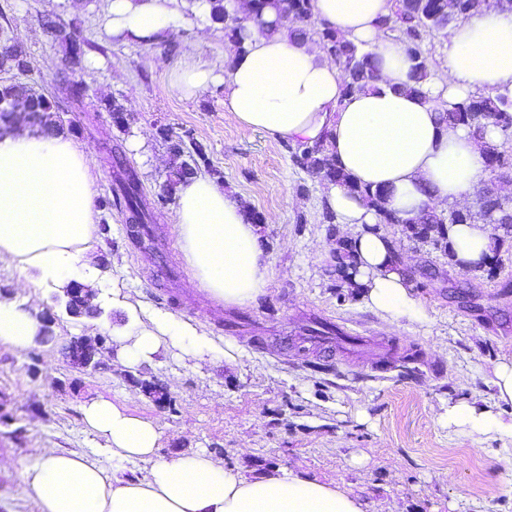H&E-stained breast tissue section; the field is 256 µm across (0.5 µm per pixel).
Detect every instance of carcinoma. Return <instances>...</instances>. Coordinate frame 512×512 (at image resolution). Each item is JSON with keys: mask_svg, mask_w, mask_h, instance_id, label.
Returning <instances> with one entry per match:
<instances>
[{"mask_svg": "<svg viewBox=\"0 0 512 512\" xmlns=\"http://www.w3.org/2000/svg\"><path fill=\"white\" fill-rule=\"evenodd\" d=\"M212 19L224 23V37L229 44L230 55H237L244 48L248 38L244 21L226 11L224 0H206ZM484 0H394L391 14L382 18L379 27L384 35L397 41L411 62L408 81L398 87L405 94L421 93V86L431 74L427 58L422 51L424 37L433 31L443 30L453 22L469 19L479 14ZM274 14L268 20V14ZM246 19L256 25H265L277 31L286 29L298 40L317 36V41L327 57L336 61L342 78L344 94L354 95L376 86L381 79L382 60L378 54L340 36L328 23L314 17L312 0H247ZM24 74L30 70V59L22 48L12 45L0 55V67ZM18 101L28 105L37 113L42 133H57L62 120L55 111L56 104L42 94L32 93L26 84L11 81L0 83V101ZM443 122L450 125L462 124L471 129L477 140L483 138L487 124L500 129L499 143L485 146V167L496 173L497 181L481 184L475 191L477 212L450 209H429L413 219H401L392 215L383 205L385 192L369 186L357 185L340 169L335 160L326 153L323 146H310L297 141L285 145L292 162L315 176L326 174L331 183L347 187L360 195L367 205L378 211L379 223L372 227L377 232L382 224H403L404 231L411 239L427 243L443 253L449 252L448 227L464 224L481 214L486 221L499 222L504 228L512 229V200L505 187L512 186V100L504 96L477 93L468 100L456 104L441 113ZM173 163L167 175L163 193L158 204L171 200L173 190L183 181L197 175L200 164L207 162L205 147L189 139L170 146ZM117 186L111 188V196L100 200V207L110 210L121 207L130 214L133 222L144 225L151 220V212L142 199L136 174L121 167L116 177Z\"/></svg>", "mask_w": 512, "mask_h": 512, "instance_id": "cac0c4a2", "label": "carcinoma"}]
</instances>
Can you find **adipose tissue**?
Masks as SVG:
<instances>
[{
    "label": "adipose tissue",
    "mask_w": 512,
    "mask_h": 512,
    "mask_svg": "<svg viewBox=\"0 0 512 512\" xmlns=\"http://www.w3.org/2000/svg\"><path fill=\"white\" fill-rule=\"evenodd\" d=\"M312 5L317 18L348 40L376 49L383 60L378 88L344 95L335 61L316 44L252 25L224 77L225 111L243 132L325 145L356 183L384 189L387 209L401 218L464 206L484 178L481 144L498 143L501 132L487 126L479 141L466 127L442 123L440 112L477 92L512 97V14L486 0L480 14L449 26L442 34L447 62L416 96L398 92L409 62L378 26L393 0ZM188 6L198 14L208 10L205 0H112V31L149 44ZM98 191L90 159L64 135L18 129L0 137V266L19 287L36 277L56 285L82 277L99 218L93 205ZM323 205L353 232L354 279L364 288L366 305L393 324L417 316L412 284L392 239L373 230L375 212L340 186L326 192ZM175 227L180 258L200 288L227 305L255 300L268 267L257 228L237 200L208 177H194L178 187ZM494 234L493 225L480 220L452 225L448 239L458 268L482 264ZM39 329L29 312L0 303V345L26 352ZM166 341L188 356L204 353L195 333L175 321L112 332L131 365L151 360ZM82 416L104 438L112 463L48 448L35 462L20 465L19 478L39 512H362L357 500L316 480L290 474L251 479L203 452L161 457L160 426L107 399L84 404ZM448 422L512 438V416L489 405H451ZM125 462L143 463L144 475L123 476Z\"/></svg>",
    "instance_id": "ef3b65f1"
}]
</instances>
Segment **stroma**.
<instances>
[{"label":"stroma","mask_w":512,"mask_h":512,"mask_svg":"<svg viewBox=\"0 0 512 512\" xmlns=\"http://www.w3.org/2000/svg\"><path fill=\"white\" fill-rule=\"evenodd\" d=\"M46 18L75 25L73 41L48 32ZM111 18L112 0H0V27L31 57L24 83L56 102L65 136L94 161L101 193L114 183L118 156L153 203L171 165L160 127L191 134L221 171L220 187L262 216L269 278L250 305L210 299L179 258L173 200L156 212L145 241L128 212H100L111 231L96 234L87 253L99 317L72 319L57 288L17 287L0 268V302L50 320L47 341L30 351L0 346V410L10 417L0 423V512H38L12 461L34 462L46 448L100 456L104 442L81 416L82 405L99 397L156 420L166 458L202 451L249 478L285 470L332 482L363 512H512V438L459 432L445 419L449 402L492 401L494 369L512 360V234L494 270L467 272L409 239L402 225H383L407 262L421 311L391 324L336 269V244L350 233L320 222L325 184L294 165L283 141L262 131L242 135L225 111L223 24L187 11L146 45L113 34ZM187 43L216 75L193 97L171 77ZM77 45L81 65L66 71ZM67 79L86 86L81 102L68 100ZM114 99L126 129L106 109ZM143 132L147 140L136 145ZM116 297L189 325L211 353L198 360L165 346L133 367L117 350L108 369L72 364L63 353L72 337L93 339L125 324ZM230 315L243 320L233 335L224 331ZM320 321L384 341L383 371H370L359 350L342 362L324 360L302 339ZM150 379L172 406L149 394Z\"/></svg>","instance_id":"1"}]
</instances>
